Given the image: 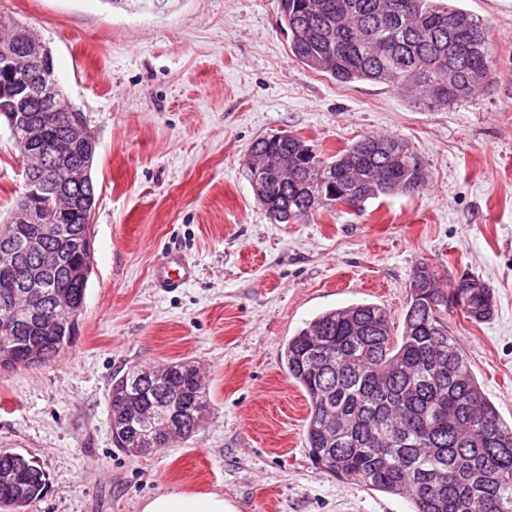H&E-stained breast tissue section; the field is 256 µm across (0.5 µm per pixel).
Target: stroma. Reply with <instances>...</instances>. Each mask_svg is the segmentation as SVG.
I'll return each mask as SVG.
<instances>
[{"mask_svg": "<svg viewBox=\"0 0 512 512\" xmlns=\"http://www.w3.org/2000/svg\"><path fill=\"white\" fill-rule=\"evenodd\" d=\"M490 24L498 83L427 110L375 82L340 84L298 62L280 0H0L49 43L65 94L97 141L93 270L74 343L0 370V450L47 488L29 512H140L172 489L237 512H413L407 497L339 480L305 446L309 412L281 361L288 337L355 303L401 326L417 266L441 286L472 274L492 317L448 314L483 392L512 423V0H459ZM290 132L329 158L360 136L408 140L430 184L273 223L246 176L257 138ZM22 157L0 121V219ZM197 267L173 292L151 268L170 248ZM189 361L212 411L144 457L112 444L108 394L133 364Z\"/></svg>", "mask_w": 512, "mask_h": 512, "instance_id": "35a3bbf8", "label": "stroma"}]
</instances>
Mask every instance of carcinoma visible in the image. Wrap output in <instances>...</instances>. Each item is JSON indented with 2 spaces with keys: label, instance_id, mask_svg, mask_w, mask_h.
Returning a JSON list of instances; mask_svg holds the SVG:
<instances>
[{
  "label": "carcinoma",
  "instance_id": "1",
  "mask_svg": "<svg viewBox=\"0 0 512 512\" xmlns=\"http://www.w3.org/2000/svg\"><path fill=\"white\" fill-rule=\"evenodd\" d=\"M458 0H280L281 23L292 56L340 83L387 85L428 110L442 109L491 85L486 21ZM459 50L448 54V41ZM66 133L60 117H44V138ZM306 141L262 137L247 150L245 167L270 219L290 224L314 210L338 205L356 210L381 196L413 194L428 186L423 160L404 138L364 135L334 159L311 154ZM90 179L72 190L66 216L43 217L59 231L39 235V225H0V245L15 242L20 260L39 266L51 287L85 304L87 282L72 274L85 264L72 241L91 235L83 203L96 200ZM472 322L495 311L493 288L468 275L444 290L430 268L416 267L409 284L402 332L371 303L326 311L288 338L282 361L303 388L309 414L306 443L314 463L333 477L369 489L408 496L415 512H512V425L505 423L448 332L450 298ZM25 331L0 333V361L30 365L26 338L37 339L51 359L77 332H57L38 320ZM130 366L112 382V442L141 456L142 441L166 448L196 432L211 409L210 391L192 363L162 367L149 380ZM12 471L24 492L0 484V509L28 512L46 488L44 473L23 456L0 452V472Z\"/></svg>",
  "mask_w": 512,
  "mask_h": 512
}]
</instances>
